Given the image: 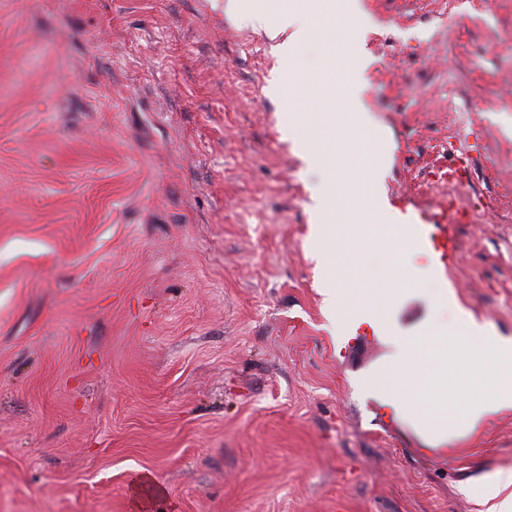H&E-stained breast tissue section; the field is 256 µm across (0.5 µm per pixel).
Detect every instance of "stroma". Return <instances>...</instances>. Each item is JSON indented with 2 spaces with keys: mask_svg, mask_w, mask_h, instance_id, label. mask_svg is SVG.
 <instances>
[{
  "mask_svg": "<svg viewBox=\"0 0 512 512\" xmlns=\"http://www.w3.org/2000/svg\"><path fill=\"white\" fill-rule=\"evenodd\" d=\"M348 32L391 146L383 197L438 212L448 138L491 214L420 282L419 231L359 271L512 337V0H361ZM228 0H0V512H487L512 410L431 449L361 383L392 353L324 306L321 170L289 138L295 61Z\"/></svg>",
  "mask_w": 512,
  "mask_h": 512,
  "instance_id": "obj_1",
  "label": "stroma"
}]
</instances>
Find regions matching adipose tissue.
I'll use <instances>...</instances> for the list:
<instances>
[{
	"mask_svg": "<svg viewBox=\"0 0 512 512\" xmlns=\"http://www.w3.org/2000/svg\"><path fill=\"white\" fill-rule=\"evenodd\" d=\"M377 226L348 228L339 247L325 248L320 258L326 272V303L345 323L357 317L382 319L401 294L399 288L376 289L355 279L366 239L377 237Z\"/></svg>",
	"mask_w": 512,
	"mask_h": 512,
	"instance_id": "adipose-tissue-1",
	"label": "adipose tissue"
}]
</instances>
